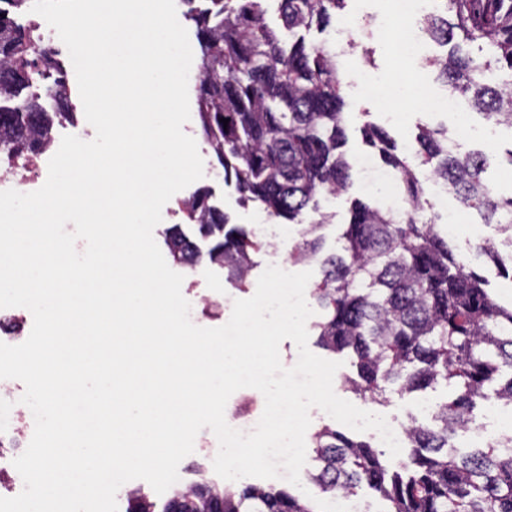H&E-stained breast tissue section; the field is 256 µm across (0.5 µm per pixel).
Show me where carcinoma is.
I'll list each match as a JSON object with an SVG mask.
<instances>
[{"label":"carcinoma","instance_id":"obj_1","mask_svg":"<svg viewBox=\"0 0 512 512\" xmlns=\"http://www.w3.org/2000/svg\"><path fill=\"white\" fill-rule=\"evenodd\" d=\"M346 0H209L203 10L184 0L185 17L196 25L201 50L196 100L201 133L244 203L258 201L275 218L290 221L319 210L318 197L346 193L354 167L342 151V83L336 51L306 40L325 31ZM429 39L449 47L427 66L450 92L498 125L512 128V0H432L420 20ZM49 81L45 96L22 93L36 79ZM64 72L58 52L43 49L32 30L0 8V155L42 153L51 142L53 118L74 117L60 92ZM225 118L228 123L220 122ZM363 137L400 182L406 212L356 200L341 235L342 253L322 260L323 277L312 296L323 310L313 324L324 349L354 358L356 377L348 388L386 401L448 383L450 395L436 406L433 425L405 427L406 447L397 468L380 453L335 428L311 435L315 465L308 481L329 498L367 487L389 502V512H512V432L486 447L457 453L450 444L473 422L478 403L512 405V308L498 305L484 282L439 232L440 215L418 223L425 210L419 169L429 172L483 224H495L512 244V196L499 197L487 181L481 151L458 152V129L421 128L414 155L395 153L394 137L367 125ZM179 211L212 239V262L245 286L251 254L263 243L228 223L224 211L198 188ZM312 224L297 247L296 260L317 257L323 227ZM173 261L195 265L196 244L180 225L169 228ZM498 268L512 274L499 242L476 245ZM318 512L315 504L286 488L247 484L218 488L205 481L174 491L156 504L139 490L127 497L126 512Z\"/></svg>","mask_w":512,"mask_h":512}]
</instances>
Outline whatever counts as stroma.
Returning <instances> with one entry per match:
<instances>
[{
  "mask_svg": "<svg viewBox=\"0 0 512 512\" xmlns=\"http://www.w3.org/2000/svg\"><path fill=\"white\" fill-rule=\"evenodd\" d=\"M369 15L377 20L390 19L393 15L391 0H347L344 9L337 11L334 22L335 27L346 25L361 34L360 48L346 50L340 58L343 96L348 104L344 115L348 137L345 153L356 162L357 167L351 192L330 197L322 204L323 212L329 215L328 223L319 231L322 252L326 255L338 252L341 247L340 235L349 219L352 198L363 197L382 207L388 206L390 201L386 182L375 180L370 169L362 164L368 148L362 140L361 127L367 123L379 125L388 130L399 145L410 147L415 143L419 126H450L454 123L453 115L435 114L427 107L428 101L444 97L449 92L448 87L437 80L435 72L425 65L427 58L442 54V47L426 40L412 54L398 55L388 46L385 35L377 32L365 35V18ZM365 44L374 48L373 60L364 58L361 47ZM417 70L423 71L426 77L425 98L420 99L410 93L404 98L393 99L384 94L380 83L384 72H393L402 84L407 85L411 82L413 72ZM466 126V133L457 139L459 151L485 152L489 157L495 192L505 196L512 194V177L503 170L506 151L512 147V131L487 120L474 110L467 112ZM198 149L204 161V176L198 180V187L210 191L211 203L224 210L232 224L243 227L248 233H255L257 224L266 217L265 212L258 204H242L234 185L225 184L224 171L214 152L203 143L199 144ZM188 195V190H181L165 204L162 221L154 230V239L156 243H163L165 229L178 224L186 235L196 241L201 251L196 265L190 268L180 265L176 268L177 273L184 277L183 290L210 300L208 310L193 315L192 321L195 325L215 328L226 324L231 316L234 300L246 299L255 293L258 278L267 266L269 252H278L282 262L288 263L290 271L308 270L312 273L313 281H320L322 273L317 262L298 261L293 256L294 246L312 223V216H301L279 238H264L262 251L254 256L256 266L250 272L245 286L241 287L225 278L222 266L209 261L207 251L211 246L210 239L200 236L196 225L185 223L178 210V202ZM425 197L434 210L455 216L460 223L465 224V231L453 241L456 253L487 279V290L495 300L504 306H512V279L501 275L497 267L487 257L477 254L474 248L478 237L496 236V226L478 223L476 216L461 209L454 195H439L429 187L425 190ZM340 360L342 365L334 376L338 384L337 395L361 409L385 416L396 424H408L413 417L418 418L421 423H430L431 417L422 413V405L433 406L446 401L449 396L448 388L440 385L402 398L395 396L389 404L380 405L342 387L343 378L354 375L355 369L349 355H341ZM217 445L218 440L210 429L206 428L198 433L193 453L185 457L178 468L183 485H190L201 476L212 483H219L220 478L213 469L214 457L211 453L212 448Z\"/></svg>",
  "mask_w": 512,
  "mask_h": 512,
  "instance_id": "obj_1",
  "label": "stroma"
}]
</instances>
